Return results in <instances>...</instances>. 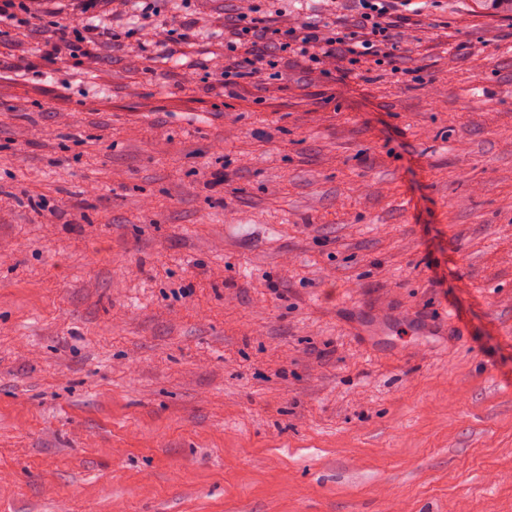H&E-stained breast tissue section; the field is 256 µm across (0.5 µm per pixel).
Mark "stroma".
I'll return each mask as SVG.
<instances>
[{
	"label": "stroma",
	"mask_w": 512,
	"mask_h": 512,
	"mask_svg": "<svg viewBox=\"0 0 512 512\" xmlns=\"http://www.w3.org/2000/svg\"><path fill=\"white\" fill-rule=\"evenodd\" d=\"M247 5L168 58L110 0L89 70L0 25V512H512V26L207 93Z\"/></svg>",
	"instance_id": "35a3bbf8"
}]
</instances>
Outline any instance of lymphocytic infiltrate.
Instances as JSON below:
<instances>
[{
    "mask_svg": "<svg viewBox=\"0 0 512 512\" xmlns=\"http://www.w3.org/2000/svg\"><path fill=\"white\" fill-rule=\"evenodd\" d=\"M70 17L52 21L57 39L44 42L33 55L15 58L13 65L25 69L33 61L52 63L71 57L86 63L96 60L93 48L109 30L99 23L101 8L107 0H68ZM357 16L352 24L339 27L332 22H305L295 26L272 24L257 7L240 13L234 23V36L224 44L225 64L219 73L221 88L235 87L240 80L259 75L275 79L289 58L300 59L312 67H320L327 59L347 61L340 72L348 78L362 58L379 57L389 66H397L395 51L401 39L390 18L399 11L412 10L419 0H356ZM255 43L253 58L239 59L242 41Z\"/></svg>",
    "mask_w": 512,
    "mask_h": 512,
    "instance_id": "1",
    "label": "lymphocytic infiltrate"
}]
</instances>
